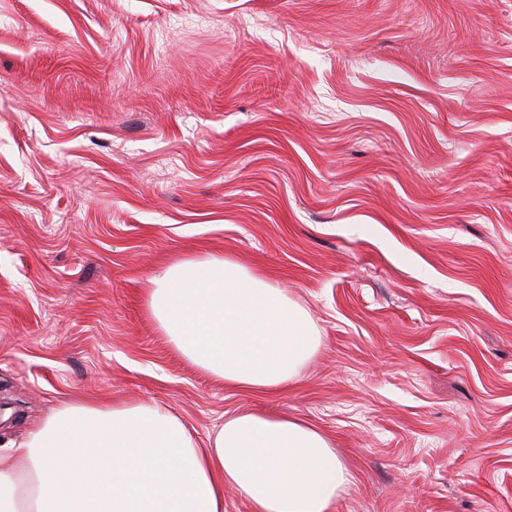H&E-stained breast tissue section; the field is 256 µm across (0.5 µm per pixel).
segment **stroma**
<instances>
[{"label": "stroma", "instance_id": "stroma-1", "mask_svg": "<svg viewBox=\"0 0 512 512\" xmlns=\"http://www.w3.org/2000/svg\"><path fill=\"white\" fill-rule=\"evenodd\" d=\"M206 255L308 310L281 390L153 319ZM76 398L302 418L333 512H512V0H0V444Z\"/></svg>", "mask_w": 512, "mask_h": 512}]
</instances>
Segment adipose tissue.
<instances>
[{"label": "adipose tissue", "mask_w": 512, "mask_h": 512, "mask_svg": "<svg viewBox=\"0 0 512 512\" xmlns=\"http://www.w3.org/2000/svg\"><path fill=\"white\" fill-rule=\"evenodd\" d=\"M147 303L184 357L239 389H280L320 344L303 306L226 258L170 263ZM349 483L328 438L288 416L236 414L201 442L156 404L74 400L0 448V512H224L228 487L251 512H332Z\"/></svg>", "instance_id": "obj_1"}]
</instances>
